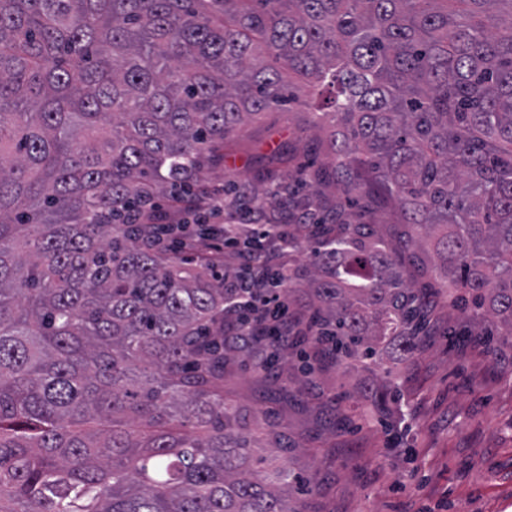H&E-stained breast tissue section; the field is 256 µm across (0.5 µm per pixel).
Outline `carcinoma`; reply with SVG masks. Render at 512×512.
Instances as JSON below:
<instances>
[{"label":"carcinoma","mask_w":512,"mask_h":512,"mask_svg":"<svg viewBox=\"0 0 512 512\" xmlns=\"http://www.w3.org/2000/svg\"><path fill=\"white\" fill-rule=\"evenodd\" d=\"M287 75L336 189L388 194L401 250L512 335V0H0V512H299L224 401L237 360L278 382L285 350L230 341L238 289L143 246ZM269 207L308 251L283 288L314 357L411 353L424 289L372 225L317 186Z\"/></svg>","instance_id":"cac0c4a2"}]
</instances>
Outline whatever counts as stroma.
Here are the masks:
<instances>
[{"label":"stroma","instance_id":"35a3bbf8","mask_svg":"<svg viewBox=\"0 0 512 512\" xmlns=\"http://www.w3.org/2000/svg\"><path fill=\"white\" fill-rule=\"evenodd\" d=\"M311 110L300 93L250 120L207 180L221 186L244 174L262 194L291 182L312 166ZM280 150L292 161L271 162ZM482 333L441 302L410 355L388 349L281 391L241 362L224 376V397L273 411L294 449L259 440L267 464L303 476L319 469L320 487L300 498L304 512H512V336ZM384 377L404 397V417L366 412Z\"/></svg>","mask_w":512,"mask_h":512}]
</instances>
